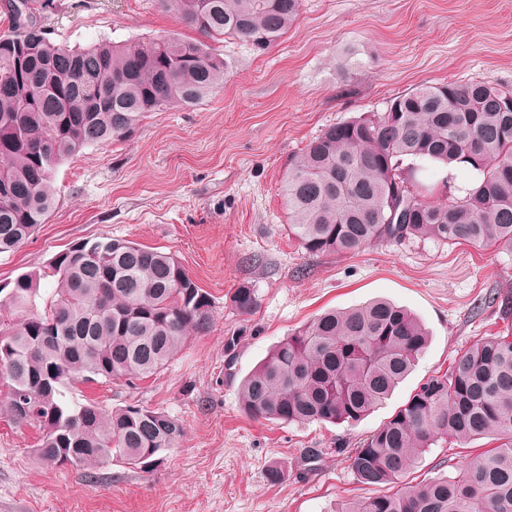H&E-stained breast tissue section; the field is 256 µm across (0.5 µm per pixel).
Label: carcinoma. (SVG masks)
I'll use <instances>...</instances> for the list:
<instances>
[{
	"mask_svg": "<svg viewBox=\"0 0 512 512\" xmlns=\"http://www.w3.org/2000/svg\"><path fill=\"white\" fill-rule=\"evenodd\" d=\"M198 29L204 41L160 36L57 45L34 20L32 0H16L0 35V253L46 223L53 178L89 145L133 135L150 112L193 106L223 84L229 63L214 43L238 38L265 52L297 20L301 0H157ZM429 163L469 169L472 180L446 203L417 179ZM289 229L309 253L352 252L406 238L463 240L512 252V91L474 82L421 84L386 111L325 129L283 181ZM56 296L36 308L41 275L19 276L0 312V408L42 430V463L98 467L114 460L153 467L182 437L169 414L139 404L106 410L76 404L75 385L132 383L164 368L188 335L213 321L210 295L172 253L127 239L80 240L50 262ZM242 315L254 291L236 289ZM406 309L376 300L331 311L280 341L239 383L244 412L282 423H356L384 400L427 348ZM239 338L224 341L225 374ZM27 396L30 416L17 402ZM490 437L458 478L412 485L418 453L439 440ZM360 483L384 494L339 503L330 512H512V339L492 337L459 353L452 369L422 382L406 404L351 456Z\"/></svg>",
	"mask_w": 512,
	"mask_h": 512,
	"instance_id": "1",
	"label": "carcinoma"
}]
</instances>
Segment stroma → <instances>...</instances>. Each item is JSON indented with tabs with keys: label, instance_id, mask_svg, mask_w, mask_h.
<instances>
[{
	"label": "stroma",
	"instance_id": "35a3bbf8",
	"mask_svg": "<svg viewBox=\"0 0 512 512\" xmlns=\"http://www.w3.org/2000/svg\"><path fill=\"white\" fill-rule=\"evenodd\" d=\"M49 38L72 48L160 35L195 37L156 0H36ZM234 64L196 106L152 112L129 138L91 145L59 166L56 206L15 252L0 254V285L38 272L82 239L123 238L175 254L210 293L211 328L192 335L159 373L129 385L85 383L72 401L140 404L177 418L184 435L144 471L121 462L87 471L48 466L38 428L0 414V512H327L383 493L360 483L350 456L457 352L512 336V253L431 238L311 254L288 231L283 177L330 125L385 111L423 84L512 88V0H302L266 53L224 40ZM253 288L245 316L231 296ZM386 299L430 334L412 372L363 420L282 423L247 416L239 377L329 309ZM238 335L236 378L224 339ZM321 449L315 462L305 451ZM287 475L266 480L271 463ZM453 443L427 449L416 480L463 473Z\"/></svg>",
	"mask_w": 512,
	"mask_h": 512
}]
</instances>
